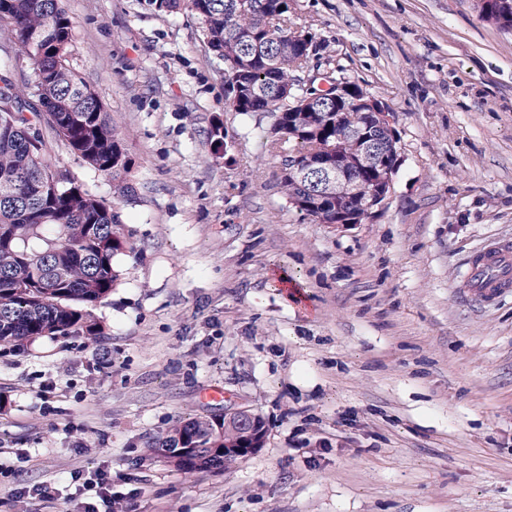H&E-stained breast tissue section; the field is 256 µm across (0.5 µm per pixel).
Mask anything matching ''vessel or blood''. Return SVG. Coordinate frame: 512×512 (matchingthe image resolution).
I'll use <instances>...</instances> for the list:
<instances>
[{
  "mask_svg": "<svg viewBox=\"0 0 512 512\" xmlns=\"http://www.w3.org/2000/svg\"><path fill=\"white\" fill-rule=\"evenodd\" d=\"M463 299L491 305L512 293V243L497 241L469 256Z\"/></svg>",
  "mask_w": 512,
  "mask_h": 512,
  "instance_id": "b4317fda",
  "label": "vessel or blood"
}]
</instances>
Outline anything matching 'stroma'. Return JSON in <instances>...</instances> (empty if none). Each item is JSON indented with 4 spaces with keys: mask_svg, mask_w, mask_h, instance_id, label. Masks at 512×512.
Listing matches in <instances>:
<instances>
[{
    "mask_svg": "<svg viewBox=\"0 0 512 512\" xmlns=\"http://www.w3.org/2000/svg\"><path fill=\"white\" fill-rule=\"evenodd\" d=\"M63 5L132 192L51 133L44 159L115 205L127 250L101 336L0 347V512H81L100 474L135 512H512V294H457L471 253L512 241V30L476 0H291L308 75L358 84L398 136L385 206L341 228L290 204L274 118L225 107L197 15ZM15 40L0 21V76L34 106ZM238 406L267 436L237 467L149 454L174 421Z\"/></svg>",
    "mask_w": 512,
    "mask_h": 512,
    "instance_id": "stroma-1",
    "label": "stroma"
}]
</instances>
